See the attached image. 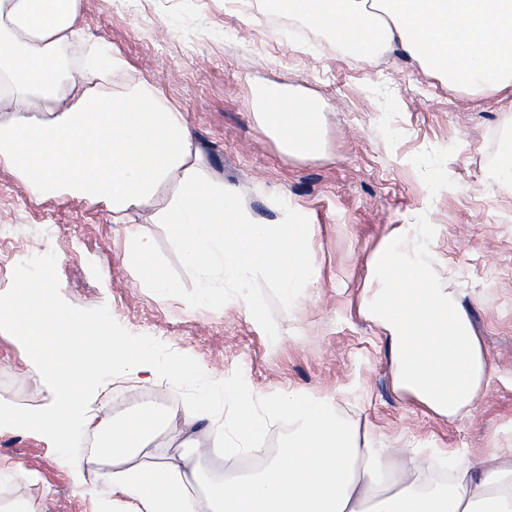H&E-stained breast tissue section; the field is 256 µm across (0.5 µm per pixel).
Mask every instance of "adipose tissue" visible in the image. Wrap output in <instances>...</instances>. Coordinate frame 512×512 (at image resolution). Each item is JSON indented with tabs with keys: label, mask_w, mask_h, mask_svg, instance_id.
Listing matches in <instances>:
<instances>
[{
	"label": "adipose tissue",
	"mask_w": 512,
	"mask_h": 512,
	"mask_svg": "<svg viewBox=\"0 0 512 512\" xmlns=\"http://www.w3.org/2000/svg\"><path fill=\"white\" fill-rule=\"evenodd\" d=\"M267 9L303 20L337 44L363 47L370 63L399 50L426 73L460 89L512 96V0H263ZM83 0H0V163L33 199L62 195L106 207L127 230L125 261L159 297L172 285L152 261L145 227L163 225L199 283L193 308L231 304L258 318L255 290L266 282L286 303L316 287L314 226L299 207L274 223L255 220L237 187L209 178L205 153L182 113L143 81L112 95L101 85L125 60L79 25ZM83 42L78 69L61 63ZM253 116L288 158L323 154L329 106L291 84L254 87ZM166 205L152 209L160 189ZM395 231L371 254L360 314L378 324L392 353L396 389L431 412L455 419L473 407L492 370L464 305L441 287L425 244L402 246ZM52 278L0 295V320L37 342L55 323L78 350L40 356L51 400L27 413L0 400V428L26 425L68 451L74 435L96 428L100 448L76 459L112 493L118 512H512V448L482 460L451 452V473L427 477L416 450L396 460L390 449L361 440L338 415L336 402L302 390L267 399L271 415L293 429L259 472L227 481L206 477L188 435L208 415L209 401L184 406L179 418L141 410L121 421L99 418L98 378L134 371L155 379L147 352L56 313Z\"/></svg>",
	"instance_id": "adipose-tissue-1"
}]
</instances>
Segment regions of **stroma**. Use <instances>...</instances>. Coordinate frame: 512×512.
Here are the masks:
<instances>
[{"mask_svg":"<svg viewBox=\"0 0 512 512\" xmlns=\"http://www.w3.org/2000/svg\"><path fill=\"white\" fill-rule=\"evenodd\" d=\"M80 26L128 63L109 90L158 85L201 142L211 177L239 185L264 222L301 205L319 241L318 287L290 306L273 286L257 289V324L232 305L187 306L197 284L163 226L147 227L153 259L174 284L160 299L125 263V228L104 205L68 195L31 199L0 166V293L51 275L61 310L89 323L105 318L114 335L146 346L162 371L150 382L103 375L106 406L120 393L132 412L144 391L182 405L207 397L233 443L239 420L224 401L230 382L258 396L252 415L265 423L263 447L281 448L288 419L269 417L261 400L301 389L334 397L340 417L374 448H461L479 459L512 447V190L484 184L512 127V98L448 89L398 51L368 64L322 35H271L258 15L224 0H83ZM261 81L299 85L330 104L322 157L287 158L264 134L250 109ZM409 224L428 242L440 284L455 289L493 367L476 406L452 421L395 388L389 342L359 312L369 256ZM184 360L204 375L169 377L168 366ZM0 398L26 411L50 400L29 344L6 323ZM84 454L79 439L64 459L41 431L0 430V463L26 470L0 483V498H25L45 512H100L108 488L90 472L76 479L71 464Z\"/></svg>","mask_w":512,"mask_h":512,"instance_id":"35a3bbf8","label":"stroma"}]
</instances>
